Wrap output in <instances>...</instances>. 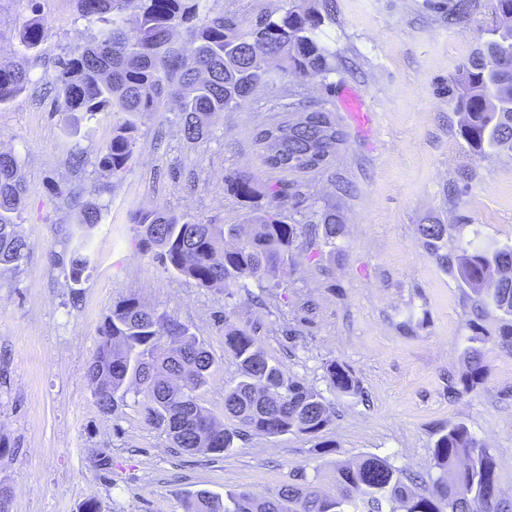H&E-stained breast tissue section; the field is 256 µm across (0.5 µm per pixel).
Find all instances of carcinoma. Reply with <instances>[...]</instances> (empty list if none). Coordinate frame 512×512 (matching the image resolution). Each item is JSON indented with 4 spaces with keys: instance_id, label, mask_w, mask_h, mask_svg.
<instances>
[{
    "instance_id": "1",
    "label": "carcinoma",
    "mask_w": 512,
    "mask_h": 512,
    "mask_svg": "<svg viewBox=\"0 0 512 512\" xmlns=\"http://www.w3.org/2000/svg\"><path fill=\"white\" fill-rule=\"evenodd\" d=\"M80 16L96 25L90 43H75L58 59L54 79L59 111L74 120L93 119L113 112L120 119L102 147L95 167L122 180L137 143V120L160 105L173 106L184 136L203 141L210 134V118L241 107L256 88L277 77L308 78L332 71L328 50L315 31L321 16L289 0L275 17L263 12L254 21L237 13L215 11L209 0H77ZM492 38L479 56L459 67L452 90L460 115V134L475 154L488 150L512 152V0H491ZM473 0H448V22L469 21ZM187 26L194 48L185 57L171 41L172 31ZM47 38L42 21L31 18L19 36L20 55L37 54ZM33 85L20 65L0 64V107L13 102ZM301 113L293 118V113ZM254 144L262 164L282 173H312L325 169L344 143L345 133L332 111L302 101L290 102L282 112L255 126ZM234 195L248 201L257 189L251 177L239 174L230 181ZM67 198L79 210V229L88 233L101 219L99 206L82 201L70 187ZM267 207L250 214L243 224H207L171 212L138 209L135 249L149 254L164 268L194 281L201 288L232 297L259 287L280 288L284 267L292 259L297 225L287 224L282 207L288 185L266 188ZM25 185L17 158L0 153V268H16L28 250L17 219L24 204ZM323 237L331 243L343 235L336 213L320 215ZM426 247L441 266L458 278L485 307L512 316V247L468 244L455 258L440 253L447 234L444 224L419 229ZM65 278L81 285L89 267L77 250L57 257ZM224 312V346L239 367L237 382L224 388L227 428L198 402L197 391L213 368L209 352L187 325L166 312L148 309L135 297L112 305L98 327V343L87 371L99 409L109 415L125 405L130 388L143 392L145 421L162 430L171 447L183 452L221 453L251 433L267 438L288 434L318 437L332 421L330 402L317 389L286 375L281 363L259 348L253 331L231 321ZM326 375L341 395L362 393L361 381L345 363H327ZM488 368L477 352L463 385L485 380ZM437 476L432 486L421 483L388 459L368 457L336 463L333 491L317 485L306 468H298L294 482L259 497L245 488L219 495L207 490L186 494L183 512H512L503 498L497 463L491 449L463 424L444 429L432 448Z\"/></svg>"
}]
</instances>
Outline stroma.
<instances>
[{
	"label": "stroma",
	"mask_w": 512,
	"mask_h": 512,
	"mask_svg": "<svg viewBox=\"0 0 512 512\" xmlns=\"http://www.w3.org/2000/svg\"><path fill=\"white\" fill-rule=\"evenodd\" d=\"M324 18L316 39L328 52L327 76L285 77L260 85L239 109L217 115L206 141L185 139L176 113L140 120L131 172L102 191L91 161L112 137L115 119L98 113L79 133H64L52 94L25 93L0 107V152L19 160L27 186L18 222L28 251L18 269H0V495L9 512H80L95 498L100 512H182L184 494L280 489L301 466L319 467L331 487L336 462L379 456L428 478L443 429L461 423L492 449L500 489L512 499V348L502 341L512 319L485 313L476 296L424 247V224L447 227L444 250L467 243L512 246V153L473 154L459 133L448 89L477 57L490 22V0H476L466 25H449L448 0H311ZM49 31L32 78L51 84L55 64L77 41L96 34L76 0H0V59L18 52L32 17ZM331 110L346 140L327 169L302 177L289 198L287 223L309 239L319 215L336 211L344 234L335 244L296 250L281 288L250 285L225 299L137 253L134 210L159 208L210 224H239L266 197L243 202L228 176H252L258 189L279 181L253 145L262 110L283 91ZM359 95L372 114L358 128L339 97ZM344 179L347 191L336 188ZM79 186L102 205L88 239L60 189ZM84 248L86 281L71 288L54 258ZM138 298L189 325L214 360L200 404L224 415V387L238 366L224 346V311L252 329L287 376L320 390L334 417L320 438L251 435L222 456L187 455L146 423L142 393L129 391L112 415L97 407L87 369L97 328L114 303ZM477 348L486 380L452 395L449 377ZM348 364L363 393L343 396L326 363ZM335 444L316 453L319 441Z\"/></svg>",
	"instance_id": "stroma-1"
}]
</instances>
